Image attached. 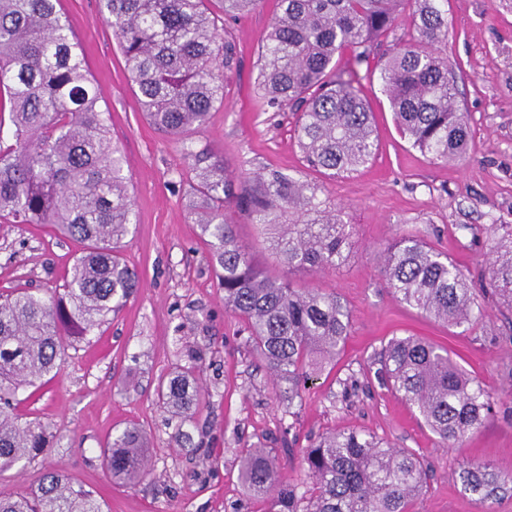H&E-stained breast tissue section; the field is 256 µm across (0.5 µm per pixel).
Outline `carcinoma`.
<instances>
[{"instance_id":"cac0c4a2","label":"carcinoma","mask_w":512,"mask_h":512,"mask_svg":"<svg viewBox=\"0 0 512 512\" xmlns=\"http://www.w3.org/2000/svg\"><path fill=\"white\" fill-rule=\"evenodd\" d=\"M261 0H98L126 60L141 112L180 139L203 129L224 104V71L236 43L218 21L236 19ZM445 0H278L259 54L258 88L266 106L296 114L295 135L308 168L329 179L366 164L377 134L354 83L371 69L381 39L393 37L379 75L399 129L433 160L462 155L468 144L456 81L440 46L448 37ZM410 25L401 27L403 17ZM348 53L338 67L336 54ZM9 113L10 125L1 115ZM111 111L99 96L83 48L60 0H0V219L49 224L83 245L62 291L0 295V474L53 447L55 436L16 413L18 397L58 370L67 346L119 312L139 288L121 247L135 212L123 160L110 137ZM193 210L224 289V308L244 323L247 343L280 396L293 401L309 380L305 367L336 357L350 311L333 292L295 288L264 274L224 219L234 207L267 235L290 275L324 272L344 260L349 233L322 186L271 169L240 182L224 153L190 154ZM487 285L512 307V226L489 249ZM381 274L402 303L459 327L482 315L469 275L415 236L386 252ZM382 379L417 411L441 443L457 446L493 413L489 392L448 357V350L395 337L380 352ZM199 379L185 370L159 380L162 407L179 420L178 448L193 445ZM104 461L112 480L135 485L148 465L146 437L129 426L112 435ZM240 481L266 512H412L427 487L423 461L369 432L333 431L303 454V474L283 471L274 449L241 457ZM462 490L485 504L512 489V474L472 463ZM0 512H105L103 501L62 469L40 471L27 494L0 492Z\"/></svg>"}]
</instances>
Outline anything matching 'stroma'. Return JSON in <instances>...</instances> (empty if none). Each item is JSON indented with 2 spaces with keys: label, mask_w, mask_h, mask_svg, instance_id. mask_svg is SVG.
I'll return each mask as SVG.
<instances>
[{
  "label": "stroma",
  "mask_w": 512,
  "mask_h": 512,
  "mask_svg": "<svg viewBox=\"0 0 512 512\" xmlns=\"http://www.w3.org/2000/svg\"><path fill=\"white\" fill-rule=\"evenodd\" d=\"M80 39L100 95L112 109L111 138L125 158L136 222L125 258L141 288L96 335L70 346L60 371L22 394L18 413L56 433L55 448L0 474V492L29 491L35 473L65 470L93 490L110 512H264L238 479L242 452L276 449L287 474L318 435L365 430L425 460L430 481L413 512H512V492L482 508L461 490L459 473L483 462L512 472V308L485 294L490 245L512 225V0H448V62L458 75V106L467 115L463 157L432 160L397 129L378 73L359 87L376 121L379 147L357 172L333 180L307 169L291 112H267L258 95L257 57L277 0H262L227 21L238 60L224 83V104L207 126L176 140L142 114L112 29L97 0H61ZM219 150L232 178L277 169L322 182L323 198L342 209L350 249L335 270L301 285L336 293L348 306L350 334L335 359L310 369L294 401L279 398L269 372L246 342L194 222L188 152ZM239 242L271 276L283 270L258 225L229 211ZM418 236L467 269L485 317L448 327L398 301L378 259L397 238ZM77 242L41 224L0 223V293L61 288L79 255ZM395 336L437 344L496 399L493 415L458 447L443 446L417 412L378 379L380 352ZM200 350L202 389L187 429L201 446L177 448L169 414L156 399L158 380L184 364L185 346ZM142 427L151 478L129 487L107 476L102 452L113 433Z\"/></svg>",
  "instance_id": "1"
}]
</instances>
